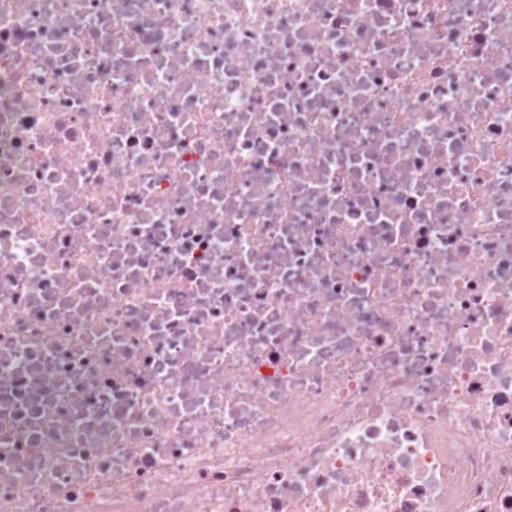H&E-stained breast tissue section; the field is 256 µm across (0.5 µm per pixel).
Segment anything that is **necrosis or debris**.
<instances>
[{
  "label": "necrosis or debris",
  "instance_id": "1",
  "mask_svg": "<svg viewBox=\"0 0 512 512\" xmlns=\"http://www.w3.org/2000/svg\"><path fill=\"white\" fill-rule=\"evenodd\" d=\"M0 512H512V0H0Z\"/></svg>",
  "mask_w": 512,
  "mask_h": 512
}]
</instances>
